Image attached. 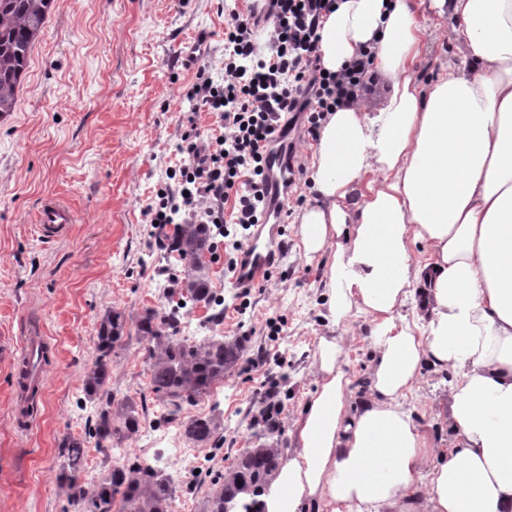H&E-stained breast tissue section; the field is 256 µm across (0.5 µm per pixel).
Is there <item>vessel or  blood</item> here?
Instances as JSON below:
<instances>
[{"mask_svg":"<svg viewBox=\"0 0 512 512\" xmlns=\"http://www.w3.org/2000/svg\"><path fill=\"white\" fill-rule=\"evenodd\" d=\"M269 166L264 194L269 203V213L276 218L277 223L268 228L256 225L252 232L230 279L231 286L241 291L256 287L262 282L281 263L285 253L283 242L278 238V225L287 216V155H274ZM74 221L72 209L56 199L47 200L36 215L41 234L48 238L64 233Z\"/></svg>","mask_w":512,"mask_h":512,"instance_id":"b4317fda","label":"vessel or blood"}]
</instances>
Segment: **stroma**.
I'll use <instances>...</instances> for the list:
<instances>
[{
	"label": "stroma",
	"instance_id": "obj_1",
	"mask_svg": "<svg viewBox=\"0 0 512 512\" xmlns=\"http://www.w3.org/2000/svg\"><path fill=\"white\" fill-rule=\"evenodd\" d=\"M249 0H55L36 39L14 112L0 118V512H83L57 481L63 436L84 435L94 416L84 378L98 355L106 310L122 314L125 339L112 356L106 388L114 401L142 405V428L116 456L96 454L88 441L83 479L96 480L115 462L136 459L164 469L175 482L169 512H204L211 481L230 471L242 449L264 432L257 422L266 389L277 393L280 450L300 407L320 378V338L342 348L338 367L351 396L370 391L374 344L370 316L358 311L328 319L331 253L306 258L299 218L311 206L307 167L316 143L307 122L288 140L300 166L289 192L291 213L281 228L286 257L256 288L236 292L225 267L232 238L215 237L203 262L214 302L181 311V335L242 340L243 361L211 391L184 405L180 421L210 417L218 429L206 445L163 419L151 391L148 341L137 322L145 310H169L180 293L184 265L165 260L148 211L166 170L187 163L177 150L189 128L202 138L222 133L216 115L190 112L185 98L199 65L221 67L229 6ZM426 48L421 81L441 64L457 63L452 20L423 18ZM68 203L76 220L61 236L34 229L43 202ZM47 336L45 384L32 395L33 421L18 427L13 383L23 337ZM450 370L424 365L404 406L413 423L445 448ZM182 449L174 458L172 448Z\"/></svg>",
	"mask_w": 512,
	"mask_h": 512
}]
</instances>
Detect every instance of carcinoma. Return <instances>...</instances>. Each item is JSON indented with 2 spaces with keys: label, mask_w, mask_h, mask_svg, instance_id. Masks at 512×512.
I'll list each match as a JSON object with an SVG mask.
<instances>
[{
  "label": "carcinoma",
  "mask_w": 512,
  "mask_h": 512,
  "mask_svg": "<svg viewBox=\"0 0 512 512\" xmlns=\"http://www.w3.org/2000/svg\"><path fill=\"white\" fill-rule=\"evenodd\" d=\"M53 3L54 0H0V116L14 110L31 46ZM209 235L206 224H176L169 237L168 249L177 253L185 266L181 281L183 304L212 302L210 288L200 274L201 257L209 250ZM183 304L163 315L148 310L137 324L140 338L152 344L149 348L152 392L170 416L176 415L183 403L208 393L214 382L224 379V373L235 368L245 353L244 345L237 339L173 338L178 332ZM124 329L121 314L110 309L105 311L98 333V356L84 379L87 395L96 399V419L88 434L96 437L99 446L131 439L141 429L133 403L124 402L114 409L113 398L105 397L109 359L123 345ZM167 329L172 334H166ZM181 428L183 436L198 445L210 442L216 431L211 419L199 417L181 422ZM278 434L277 425H268L263 442L248 449L247 457L238 460L231 472L213 479L207 512H224L226 500L233 501L238 512H263L260 497L270 490L279 468L280 451L274 447ZM86 442L85 437L67 436L60 445L63 461L58 481L70 501L83 505L85 512H112L117 500L124 512H168L175 491L172 479L138 461L113 467L82 496L73 497L70 488L83 466Z\"/></svg>",
  "instance_id": "1"
}]
</instances>
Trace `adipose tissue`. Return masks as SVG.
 Segmentation results:
<instances>
[{
	"label": "adipose tissue",
	"instance_id": "obj_1",
	"mask_svg": "<svg viewBox=\"0 0 512 512\" xmlns=\"http://www.w3.org/2000/svg\"><path fill=\"white\" fill-rule=\"evenodd\" d=\"M421 9L457 21L460 53L425 83ZM318 34L325 71L367 51L391 84L378 112L356 97L329 112L300 224L305 255L332 254L330 321L370 315L375 357L354 403L339 345L321 338L266 512H512V0H336ZM415 292L417 331L396 320ZM426 362L456 373L451 452L403 404ZM423 471L420 508L409 489Z\"/></svg>",
	"mask_w": 512,
	"mask_h": 512
}]
</instances>
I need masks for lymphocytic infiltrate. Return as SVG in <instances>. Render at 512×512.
<instances>
[{
    "label": "lymphocytic infiltrate",
    "mask_w": 512,
    "mask_h": 512,
    "mask_svg": "<svg viewBox=\"0 0 512 512\" xmlns=\"http://www.w3.org/2000/svg\"><path fill=\"white\" fill-rule=\"evenodd\" d=\"M334 0H269L270 55L252 39L250 18L230 11L224 27V62L219 71L200 66L186 93L191 111L218 116L223 134L205 142L186 134L179 146L188 165L177 177L185 195L158 191L151 218L160 224H223L225 216L251 230L265 209L258 186L267 156L280 139L281 122L307 116L318 124L324 113L352 97L367 73L360 59L336 74L318 59V26Z\"/></svg>",
    "instance_id": "1"
}]
</instances>
